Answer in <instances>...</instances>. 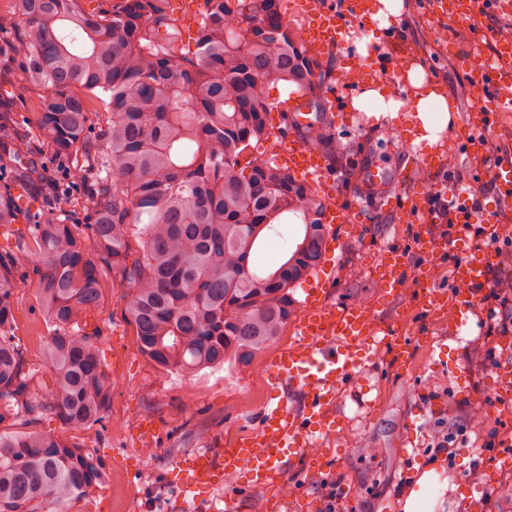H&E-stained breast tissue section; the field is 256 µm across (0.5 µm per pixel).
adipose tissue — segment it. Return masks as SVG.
<instances>
[{"mask_svg": "<svg viewBox=\"0 0 512 512\" xmlns=\"http://www.w3.org/2000/svg\"><path fill=\"white\" fill-rule=\"evenodd\" d=\"M409 83L415 100L418 139L429 145L437 144L450 121V105L441 91L428 81L420 68L409 72Z\"/></svg>", "mask_w": 512, "mask_h": 512, "instance_id": "ef3b65f1", "label": "adipose tissue"}]
</instances>
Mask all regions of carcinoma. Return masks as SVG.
Here are the masks:
<instances>
[{"mask_svg": "<svg viewBox=\"0 0 512 512\" xmlns=\"http://www.w3.org/2000/svg\"><path fill=\"white\" fill-rule=\"evenodd\" d=\"M21 40L0 41L19 84L50 89L35 137L53 162L21 159L22 137L0 115V230L26 231L0 253V512H66L106 481L96 450L72 434L101 423L112 397L96 335L83 329L105 283L138 349L163 375L241 365L292 317L288 289L319 265L325 204L251 140H269L267 86L283 83L324 112L317 62L296 44L280 0H204L196 51H176L168 0H21ZM96 99L99 125L87 111ZM324 124L302 129L320 146ZM92 222L78 223L79 215ZM295 249L254 263L281 225ZM39 273L52 328L51 381L14 334L15 269ZM50 413L56 434L37 429Z\"/></svg>", "mask_w": 512, "mask_h": 512, "instance_id": "cac0c4a2", "label": "carcinoma"}]
</instances>
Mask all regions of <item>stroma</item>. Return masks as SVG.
<instances>
[{
	"mask_svg": "<svg viewBox=\"0 0 512 512\" xmlns=\"http://www.w3.org/2000/svg\"><path fill=\"white\" fill-rule=\"evenodd\" d=\"M401 17L389 27L369 63L398 98L408 85L397 76L406 66H418L427 78L441 83L454 110L438 144L448 154L442 170H425V188L441 196L431 210L440 216L438 233H447L448 196L456 187H480L494 168L493 147L512 143V114L501 113L500 124L487 136L491 148L469 153L460 129L481 108L484 86L473 77L469 59L489 55L495 40L487 24L477 25L467 43L440 39L443 26L429 12V0H405ZM316 79L324 102L335 105L336 120L319 152L327 159L332 190L328 207L343 210L344 227L326 234L336 237L335 249L325 251L321 267L333 279L309 276L291 288L294 316L279 338L252 355L246 367L206 369L191 377L159 374L138 351L132 326L122 313L120 289L105 287L98 308L87 316V331L98 333L106 371L112 377V398L102 425L78 432L75 440L95 448L104 460L109 480L90 496L74 502L68 512H174L183 490L178 463L191 452L220 448L225 437H242L261 428L266 406L274 401V365L297 336L307 296L331 304L375 307L394 335L411 340L406 368L383 359L356 369L338 389L333 419L324 448L303 449L288 479L279 512L304 502L307 512H324L336 499L346 512H403V503L422 471L447 478L449 490L435 512H512V491L490 476L487 462L502 449H512V416L495 413L497 393L488 383L512 358V344L501 342L502 318L512 305L490 311L487 303L449 314L426 310L419 291L405 282L388 305H379L378 264L384 249L402 250L410 268L434 266L437 287L455 290L452 271L460 256L450 249L426 254L416 247L417 226L398 224L390 199H404L398 179L421 157L410 156L402 134L407 122L386 123L364 112L351 111L358 86L336 81L341 66L359 62L353 40L319 54ZM387 174L389 190H368L370 167ZM38 275L27 271L15 298V334L27 360L42 366L50 328L36 302ZM489 412L477 420V409ZM451 434L455 451L436 448L437 438ZM333 456L326 470L311 468L325 448Z\"/></svg>",
	"mask_w": 512,
	"mask_h": 512,
	"instance_id": "1",
	"label": "stroma"
}]
</instances>
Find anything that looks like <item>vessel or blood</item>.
<instances>
[{"instance_id":"vessel-or-blood-1","label":"vessel or blood","mask_w":512,"mask_h":512,"mask_svg":"<svg viewBox=\"0 0 512 512\" xmlns=\"http://www.w3.org/2000/svg\"><path fill=\"white\" fill-rule=\"evenodd\" d=\"M496 13H512V0H432L431 10L449 26L476 24L484 6ZM308 39L313 48L327 51L344 42V31L336 16L329 11L310 6L307 11ZM476 80L487 86L491 96L484 105V121H491L496 112L512 107V45L498 43L493 56L475 70ZM275 162L308 182L325 184L326 165L316 152L293 145L280 150ZM491 178L495 186L494 210L512 208V157L501 160ZM399 222L417 220L421 224L433 221L425 204L422 187H412L405 200L395 207ZM418 247L434 254L453 248L460 255L454 268L455 280L467 284V291L449 292L430 282L422 283L421 292L426 307L436 312L470 301L472 291L488 285L495 266L494 254L471 246L467 237L456 234L451 238L419 235ZM383 282L387 297L398 296L409 267L402 251L386 250L381 258ZM306 315L298 336L278 361L275 384L291 383L307 387L309 401L302 409L293 410L287 398H279L264 411L263 427L258 434L239 438L222 448L219 455L196 451L179 462L183 489L191 493L194 503L206 500L209 492L222 486L228 475L238 476L243 487L266 490L284 485L288 480V463L302 449L319 443L330 411L336 401V387L353 371L374 361L382 345L392 347L396 360H404L409 349L406 339L393 336L385 325L373 326L368 311L357 306L325 305L311 299L305 304Z\"/></svg>"}]
</instances>
